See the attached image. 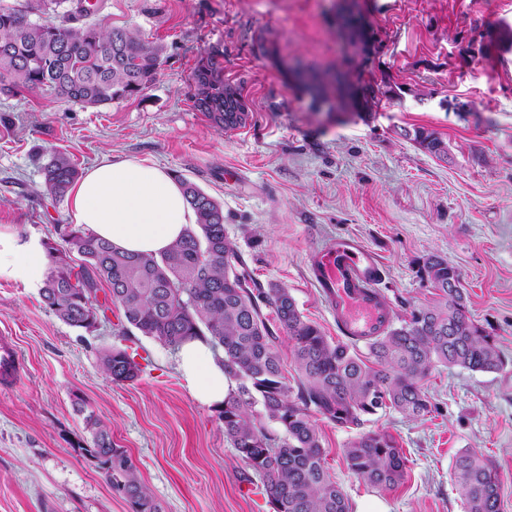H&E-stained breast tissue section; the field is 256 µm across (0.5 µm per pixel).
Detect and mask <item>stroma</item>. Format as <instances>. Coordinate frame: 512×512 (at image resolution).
Instances as JSON below:
<instances>
[{"mask_svg": "<svg viewBox=\"0 0 512 512\" xmlns=\"http://www.w3.org/2000/svg\"><path fill=\"white\" fill-rule=\"evenodd\" d=\"M84 24L123 27L165 48L143 96L105 106L46 93L0 96V225L56 241L65 203L45 193L54 151L86 170L148 158L194 182L224 207V229L255 279L288 288L305 320L333 343L342 335L311 281L310 256L330 239L360 240L379 257L381 291L404 318L433 299L421 276L430 254L462 275L470 319L507 358L486 373L439 366L426 386L437 409L408 418L386 410L361 427L315 421L328 467L350 502L379 497L389 512H466L450 473L469 449L497 467L512 512V0H98ZM218 47L224 81L249 116L216 127L193 103L192 72ZM314 66L348 82L375 79L376 99L353 108L300 86ZM467 111H453V104ZM435 132L438 157L412 131ZM116 313L90 332L65 324L40 288L0 280V331L25 368L0 390V512H131L105 481L87 415L136 461L162 512H273L261 490L243 494V465L216 409L197 401L177 352ZM127 350L142 372L113 383L99 357ZM392 434L404 481L377 491L349 470L359 433Z\"/></svg>", "mask_w": 512, "mask_h": 512, "instance_id": "obj_1", "label": "stroma"}]
</instances>
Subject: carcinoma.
<instances>
[{
    "mask_svg": "<svg viewBox=\"0 0 512 512\" xmlns=\"http://www.w3.org/2000/svg\"><path fill=\"white\" fill-rule=\"evenodd\" d=\"M92 8L90 0L0 6V95L48 91L60 102L97 107L149 89L163 64V47L127 28L78 25ZM31 14L45 19L33 22ZM220 56L212 48L198 58L194 106L224 129V111H235L237 126L246 121L248 106L241 92L224 83ZM414 141L436 156L446 154L433 132L417 128ZM42 173L47 194L60 202L79 170L69 154L58 151ZM175 178L195 214L181 240L159 255L129 254L80 227L56 224L61 243H45L51 266L42 297L76 329L96 328L114 305L142 335L174 350L201 338L222 353L220 362L233 382L219 406L224 437L245 474L261 482L274 512H352L327 467L314 415L341 428L357 427L362 417L387 409L423 417L436 410L423 388L434 367L479 372L503 367L494 341L466 316L461 272L447 259L425 258L423 277L435 299L369 340V357L363 360L303 320L288 289L249 281L247 264L225 233L221 204L182 175ZM104 284L108 303L97 298ZM279 331L291 343L294 386L284 375ZM100 363L114 383L133 382L141 373L125 349L103 351ZM87 425L92 445L81 452L99 462L112 490L132 512H162L127 451L115 447L93 416ZM344 456L349 470L378 490H391L405 478L406 457L386 431L355 437ZM451 480L467 512H503L502 483L490 460L460 451Z\"/></svg>",
    "mask_w": 512,
    "mask_h": 512,
    "instance_id": "1",
    "label": "carcinoma"
}]
</instances>
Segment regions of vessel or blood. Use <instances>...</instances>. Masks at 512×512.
Masks as SVG:
<instances>
[{
  "label": "vessel or blood",
  "instance_id": "b4317fda",
  "mask_svg": "<svg viewBox=\"0 0 512 512\" xmlns=\"http://www.w3.org/2000/svg\"><path fill=\"white\" fill-rule=\"evenodd\" d=\"M311 270L343 335L351 341L372 339L393 321L394 310L377 288L380 262L360 241H331L312 257ZM20 365L12 337L0 336V385L10 386Z\"/></svg>",
  "mask_w": 512,
  "mask_h": 512
}]
</instances>
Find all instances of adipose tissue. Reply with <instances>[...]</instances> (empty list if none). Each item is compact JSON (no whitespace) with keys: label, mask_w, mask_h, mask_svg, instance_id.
I'll return each instance as SVG.
<instances>
[{"label":"adipose tissue","mask_w":512,"mask_h":512,"mask_svg":"<svg viewBox=\"0 0 512 512\" xmlns=\"http://www.w3.org/2000/svg\"><path fill=\"white\" fill-rule=\"evenodd\" d=\"M67 213L73 224L129 253H162L195 221L180 183L155 162L137 158L87 170L68 191ZM47 272L41 241L0 225V279L36 287ZM179 368L199 402L218 405L228 395L231 382L204 340L182 345Z\"/></svg>","instance_id":"obj_1"}]
</instances>
